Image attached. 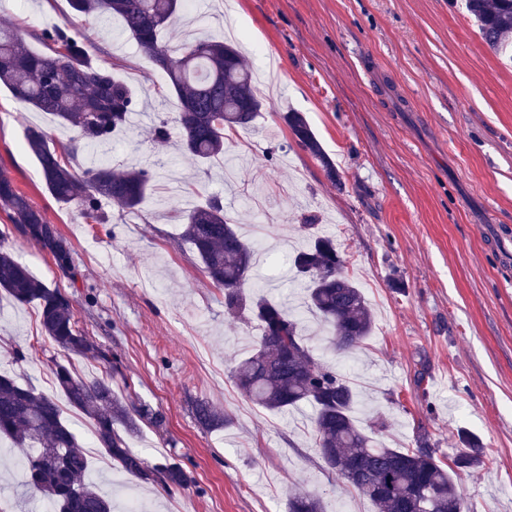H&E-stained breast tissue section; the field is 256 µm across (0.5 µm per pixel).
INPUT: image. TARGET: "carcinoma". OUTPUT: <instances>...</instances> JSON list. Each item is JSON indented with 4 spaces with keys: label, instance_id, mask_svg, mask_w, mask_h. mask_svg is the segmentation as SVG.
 Masks as SVG:
<instances>
[{
    "label": "carcinoma",
    "instance_id": "carcinoma-1",
    "mask_svg": "<svg viewBox=\"0 0 512 512\" xmlns=\"http://www.w3.org/2000/svg\"><path fill=\"white\" fill-rule=\"evenodd\" d=\"M75 16L120 17L125 31L152 63L162 69L180 112L181 149L199 164L224 155V135L253 126L262 101L237 47L216 38L185 44L174 56L160 34L175 25L186 0H68ZM471 25L487 48L503 55L512 46V0H465ZM48 52H35L25 33L0 23V86L38 112L73 131V145L62 156L51 137L27 128L25 143L37 159L47 190L58 202L76 201L97 223L104 200L134 212L143 202L156 169L112 167L110 161H85L78 153L108 142L127 126L136 107V90L106 64H95L84 39L69 26L34 33ZM282 120L296 145L317 159L327 179L338 184L336 164L325 153L306 117L285 112ZM0 209L22 239L52 255L57 267L74 275L71 250L56 225L18 190L11 173L0 167ZM183 237L212 283L224 289V307L260 322L262 335L251 352L232 367L236 386L255 404L285 413L305 403L316 411L315 445L323 467L357 489L375 512H468L465 496L434 448L423 436L415 448H387L360 428L352 416L351 382L322 363L304 343L301 315L287 300L270 299L254 280L255 248L212 197L183 216ZM343 252L331 236L312 234L292 258L293 284L304 292L306 308L330 328L333 349L347 351L371 335L372 308L358 284L343 270ZM0 290L14 302L39 306L43 335L60 351L90 357L112 369V352L90 340L77 325L72 303L57 286L35 277L12 250L0 245ZM56 387L68 405L91 423L98 447L131 476L165 490H185L194 478L178 463L150 467L127 445L126 436L144 420L160 428L162 411L124 403L107 377H77L55 365ZM0 436L23 457L27 483L41 492L54 512H112V502L87 479L89 460L65 423L54 397L0 374ZM454 469L475 470L485 448L478 437L457 431ZM288 512H323L318 497L306 492L288 498Z\"/></svg>",
    "mask_w": 512,
    "mask_h": 512
}]
</instances>
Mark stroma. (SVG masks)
Listing matches in <instances>:
<instances>
[{"instance_id":"1","label":"stroma","mask_w":512,"mask_h":512,"mask_svg":"<svg viewBox=\"0 0 512 512\" xmlns=\"http://www.w3.org/2000/svg\"><path fill=\"white\" fill-rule=\"evenodd\" d=\"M0 22L26 33L70 23L138 92L130 129L106 146L113 167L171 160L137 211L106 201L95 223L53 199L25 146L35 123L60 148L70 133L0 88V166L66 238L74 275L20 237L4 245L71 298L79 328L111 350L114 366L65 356L43 336L36 305L0 291V371L50 395L55 363L86 380L111 374L126 403L167 417L163 428L129 435L130 448L151 466L180 463L195 479L167 492L88 451L90 477L115 512L132 490L143 512H286L299 491L319 497L324 512H374L324 469L310 406L268 411L231 378L260 327L225 311L223 289L181 239L183 214L213 196L247 240L273 253L257 273L268 293H289L295 306L302 295L287 291L276 267L307 242L298 215L319 214L374 328L346 354L330 348L314 315L302 335L322 362L347 368L357 425L384 416L379 443L412 448L422 435L445 463L458 430L470 431L485 445L484 464L457 472V483L473 512H512V68L483 46L459 0H194L161 35L171 49L225 39L235 27L250 70L260 67L257 43L281 64L278 92L242 135L244 153L204 166L150 139V126L175 124L178 100L120 19L69 16L67 0H0ZM288 111L306 117L341 186L296 146L281 119ZM17 350L24 360H14ZM203 402L231 424L204 427ZM24 454L0 441V512H40L18 466Z\"/></svg>"}]
</instances>
